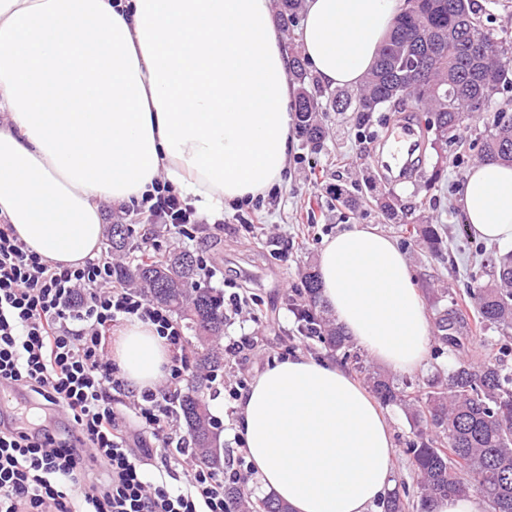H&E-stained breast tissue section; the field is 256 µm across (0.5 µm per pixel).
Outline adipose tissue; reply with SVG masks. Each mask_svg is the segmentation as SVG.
<instances>
[{
	"label": "adipose tissue",
	"mask_w": 512,
	"mask_h": 512,
	"mask_svg": "<svg viewBox=\"0 0 512 512\" xmlns=\"http://www.w3.org/2000/svg\"><path fill=\"white\" fill-rule=\"evenodd\" d=\"M405 0H305L302 54L328 87L359 86ZM294 88L269 0H0V216L44 259L98 249L100 201L156 179L202 213L278 184L294 144ZM478 238L512 242V165H474L458 191ZM316 271L337 326L377 363L419 368L430 318L405 253L373 224L325 241ZM111 355L156 387L169 350L122 325ZM238 427L262 491L292 512H372L394 484L391 425L345 370L297 354L244 393Z\"/></svg>",
	"instance_id": "adipose-tissue-1"
}]
</instances>
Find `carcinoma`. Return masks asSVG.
I'll return each mask as SVG.
<instances>
[{"label":"carcinoma","mask_w":512,"mask_h":512,"mask_svg":"<svg viewBox=\"0 0 512 512\" xmlns=\"http://www.w3.org/2000/svg\"><path fill=\"white\" fill-rule=\"evenodd\" d=\"M364 83L354 92L328 94L331 104L361 113V124L382 110L407 108L424 113L427 140L435 153L462 147L464 117L484 112L486 102L512 91V43L484 30L475 0H407ZM301 0H279L277 23L287 30L296 26ZM290 74L297 80L295 121L302 140L318 147L325 137L326 109L316 80L297 54H289ZM490 69L498 78L490 86L482 74ZM481 160L512 163V116L502 110L493 115L489 134L477 143ZM390 220L413 224L409 211L394 199L379 202ZM416 233L435 253L442 236L432 224H419ZM105 255L115 256L112 280L136 288L154 304L167 308L192 333L193 374L177 400L179 420L188 430L196 463L224 473L226 456L210 413L206 391L224 370V301L197 281L198 258L173 248L163 254L140 250L133 224H111L106 231ZM493 280L483 269H472L466 289L471 313L441 309L434 336L436 351L458 349L476 327L494 329L500 339L491 344L492 355L479 361H459L437 375L425 391H410L363 366L366 381L385 403L400 405L413 420L414 439L406 443L418 489L417 512H434L436 501L450 494H477L490 512H512V371L502 358L512 354V252L492 257ZM301 321V335L317 339L329 353L350 352L347 337L328 315L319 299L317 274L308 270L302 288L292 298ZM229 512H290L271 494L254 496L235 481L224 483ZM399 491L382 502L383 512H406Z\"/></svg>","instance_id":"carcinoma-1"}]
</instances>
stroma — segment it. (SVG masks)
I'll return each mask as SVG.
<instances>
[{"mask_svg":"<svg viewBox=\"0 0 512 512\" xmlns=\"http://www.w3.org/2000/svg\"><path fill=\"white\" fill-rule=\"evenodd\" d=\"M397 122L395 113L378 112L367 136H360L356 113L328 112L326 137L320 149L295 140L284 179L263 197L262 219L242 224L234 206H225L219 217H206L198 240L183 242L192 253L207 252L224 273L225 293L239 292L247 306L231 314L224 324L225 341L247 339L252 343L245 356H225L224 380L251 381L269 364L295 354L316 359L331 358L348 372L357 365L372 366L366 351L357 359L342 354L327 355L313 340L301 338L298 322L288 298L301 285L306 267L315 265L324 240L353 224H374L404 250L429 317H436L437 290L450 298H465L468 273L480 257L512 250L508 243H488L463 231V214L457 189L471 169L475 155L464 163L445 167L437 187H429L434 163L426 161L415 176L404 183H389L373 158V149L388 126ZM361 191L362 203L352 209L337 201V193ZM397 196L402 203L416 204L419 223L441 229L444 244L434 255L411 239L405 225L389 221L375 207L382 195ZM390 419L396 449L395 485L411 483V461L404 448L413 427L400 406L385 409Z\"/></svg>","mask_w":512,"mask_h":512,"instance_id":"stroma-1","label":"stroma"}]
</instances>
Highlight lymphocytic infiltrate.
Here are the masks:
<instances>
[{
	"label": "lymphocytic infiltrate",
	"instance_id": "lymphocytic-infiltrate-1",
	"mask_svg": "<svg viewBox=\"0 0 512 512\" xmlns=\"http://www.w3.org/2000/svg\"><path fill=\"white\" fill-rule=\"evenodd\" d=\"M131 210L178 240L204 224L164 182ZM131 319L169 345L164 385L131 389L109 357L113 326ZM191 372L184 325L115 283L110 260L48 263L0 219V380L22 400L0 426V512H224L223 479L183 466L174 396Z\"/></svg>",
	"mask_w": 512,
	"mask_h": 512
}]
</instances>
